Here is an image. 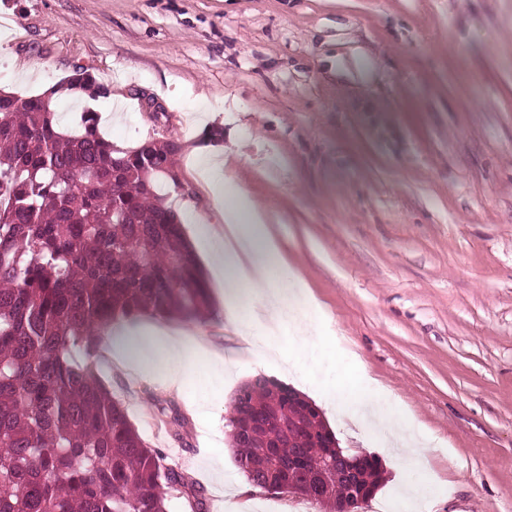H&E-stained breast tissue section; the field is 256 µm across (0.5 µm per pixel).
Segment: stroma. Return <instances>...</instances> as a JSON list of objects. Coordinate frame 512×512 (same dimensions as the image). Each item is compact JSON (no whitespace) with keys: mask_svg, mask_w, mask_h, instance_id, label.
I'll use <instances>...</instances> for the list:
<instances>
[{"mask_svg":"<svg viewBox=\"0 0 512 512\" xmlns=\"http://www.w3.org/2000/svg\"><path fill=\"white\" fill-rule=\"evenodd\" d=\"M78 66L106 93L55 99L60 126L90 109L118 148L175 139L180 180L153 183L184 233L237 202L259 214L277 283L327 340L303 358L281 335L258 358L220 311L168 328L223 357V385L101 361L196 512H318L245 489L227 421L258 376L379 457L364 512H512V0H0V85L30 96ZM217 150L220 200L201 174ZM368 391L412 425L431 497H403L395 451L351 416Z\"/></svg>","mask_w":512,"mask_h":512,"instance_id":"stroma-1","label":"stroma"}]
</instances>
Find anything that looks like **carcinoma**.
I'll use <instances>...</instances> for the list:
<instances>
[{"instance_id": "1", "label": "carcinoma", "mask_w": 512, "mask_h": 512, "mask_svg": "<svg viewBox=\"0 0 512 512\" xmlns=\"http://www.w3.org/2000/svg\"><path fill=\"white\" fill-rule=\"evenodd\" d=\"M142 147L119 149L97 114L62 129L50 100L0 93V512H168L192 479L146 445L98 377L111 324L141 317L205 320L211 294L178 214L154 191ZM228 421L235 463L254 484L288 483L336 508L344 463L303 402L239 386ZM288 423L275 448L246 435L257 413ZM379 480L375 457L350 456Z\"/></svg>"}]
</instances>
